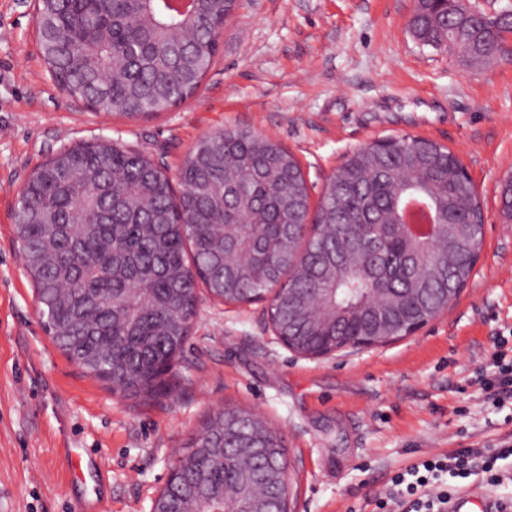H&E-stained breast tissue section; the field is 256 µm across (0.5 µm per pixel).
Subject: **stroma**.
<instances>
[{
  "instance_id": "obj_1",
  "label": "stroma",
  "mask_w": 512,
  "mask_h": 512,
  "mask_svg": "<svg viewBox=\"0 0 512 512\" xmlns=\"http://www.w3.org/2000/svg\"><path fill=\"white\" fill-rule=\"evenodd\" d=\"M34 0H0V512H150L190 437L218 409L255 413L288 449L294 512H379L391 477L457 448H512V396L476 383L497 337L512 349V63L422 45L416 0H241L198 91L152 119L93 112L50 79ZM246 128L288 148L311 199L375 139L442 143L476 187L485 240L456 303L415 335L310 359L285 347L265 306L200 292L165 394L125 398L45 332L17 251L14 209L62 148L107 139L170 178L196 142ZM81 456L72 468L70 453Z\"/></svg>"
}]
</instances>
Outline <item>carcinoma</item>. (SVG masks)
<instances>
[{
	"label": "carcinoma",
	"mask_w": 512,
	"mask_h": 512,
	"mask_svg": "<svg viewBox=\"0 0 512 512\" xmlns=\"http://www.w3.org/2000/svg\"><path fill=\"white\" fill-rule=\"evenodd\" d=\"M232 0H37L35 26L54 82L69 96L131 120L190 98L218 52ZM478 6L417 0L410 27L419 41L475 61L500 60L512 9L484 23ZM462 164L432 140L396 136L363 146L329 178L311 209L305 175L279 143L242 128L204 135L179 172L176 195L148 157L107 140L63 149L31 175L14 235L44 318L69 360L128 397L165 392L182 351L198 289L248 303L285 273L289 291L273 314L298 351L318 352L342 336H370L371 304L399 332L445 306L466 285L483 246L481 204ZM414 202L441 213L436 252L394 237ZM241 430L268 448L282 434L240 411ZM185 470L157 497L158 512L233 506L242 468L224 447V411L190 441Z\"/></svg>",
	"instance_id": "obj_1"
}]
</instances>
